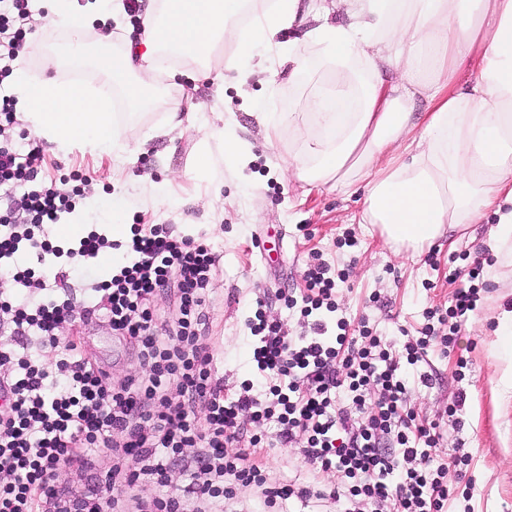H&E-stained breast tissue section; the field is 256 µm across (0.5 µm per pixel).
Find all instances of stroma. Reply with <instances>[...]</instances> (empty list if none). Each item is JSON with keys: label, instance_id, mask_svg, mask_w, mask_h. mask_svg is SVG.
I'll return each mask as SVG.
<instances>
[{"label": "stroma", "instance_id": "1", "mask_svg": "<svg viewBox=\"0 0 512 512\" xmlns=\"http://www.w3.org/2000/svg\"><path fill=\"white\" fill-rule=\"evenodd\" d=\"M42 14L41 8H34L37 22L27 33L15 68L107 87L106 77L90 63L65 56L69 32L45 26ZM81 38L118 51L140 45L142 33L129 16L119 25H96ZM176 68V78H168L162 69L152 82L144 73L131 74V83H148L150 103L136 113L125 107L118 113L134 133L128 153L63 152L44 143L46 181L64 192L84 185L75 211L86 230L100 232L108 224H171L216 252L219 262L202 307L207 322L203 344L214 356L229 397L254 377L247 323L256 308L279 321L286 334L303 333L299 312L286 308L284 298L301 296L312 257L347 272L336 294L337 317L354 328L368 323L396 352L416 336L429 309L447 305L456 289L448 279L453 269L476 259L487 269L501 267L507 281H487L455 347L429 349L411 370L407 405L418 420L437 425L440 439L431 451L435 463L470 457L466 476L472 481L473 512H512V389L504 386L512 376V358L499 352L496 334L499 313L512 310V252L490 250L488 224L449 229L445 238L418 253L399 251L385 244L377 226L356 222L364 206L362 192L307 193L298 182L284 178L280 165L292 134L283 132L281 142L268 145L251 111L257 100L271 93L290 100L286 106L280 103L278 112L301 111L326 78L319 68L293 79L284 69L259 74L243 85L229 78L220 88L192 64L180 62ZM193 112L215 114L218 128L225 120L235 122L252 157L243 174H229L220 164L210 171L198 169L199 153H218L221 142L183 128ZM348 236L356 239L355 247L344 246ZM71 333L79 337L88 357L109 373L114 390L141 377L138 346L115 338L106 319L76 324ZM458 399L463 406L456 417H449L447 409ZM257 459L272 482L309 472L294 446L262 448ZM193 470L185 455H177L165 480L141 479L129 489L127 512H134L139 502L172 497L184 512H198ZM226 485L232 497L225 500L224 512L301 508L294 499L265 503L260 488L251 483L230 477Z\"/></svg>", "mask_w": 512, "mask_h": 512}]
</instances>
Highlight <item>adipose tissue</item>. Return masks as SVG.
<instances>
[{"mask_svg": "<svg viewBox=\"0 0 512 512\" xmlns=\"http://www.w3.org/2000/svg\"><path fill=\"white\" fill-rule=\"evenodd\" d=\"M47 24L69 31L139 108L162 55L205 66L231 42L225 71L247 82L259 69L290 73L321 63L332 77L305 111L268 104L255 117L268 143L292 129L284 174L308 187L361 186L360 221L413 249L447 226L494 214L493 250L512 247V0H164L142 18V52L88 54L80 35L120 20L124 0H41ZM315 57H308V50ZM423 112H416L417 101ZM17 108L61 150H113L127 132L89 86L20 71Z\"/></svg>", "mask_w": 512, "mask_h": 512, "instance_id": "obj_1", "label": "adipose tissue"}]
</instances>
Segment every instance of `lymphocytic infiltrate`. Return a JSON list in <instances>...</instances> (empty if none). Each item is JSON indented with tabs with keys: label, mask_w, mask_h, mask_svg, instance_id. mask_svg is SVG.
Wrapping results in <instances>:
<instances>
[{
	"label": "lymphocytic infiltrate",
	"mask_w": 512,
	"mask_h": 512,
	"mask_svg": "<svg viewBox=\"0 0 512 512\" xmlns=\"http://www.w3.org/2000/svg\"><path fill=\"white\" fill-rule=\"evenodd\" d=\"M29 0H0V61L18 59ZM42 147L28 139L15 99L0 95V272L28 299L0 296V512H101L87 495L61 492L52 481L58 467L107 462L109 484L127 480L124 459L138 457L141 475L162 479L170 456L190 450L201 494L215 498L225 475L242 481L260 477L249 452L226 458L224 447L240 433V414L255 425H279L280 444L303 438L301 452L321 470L336 469L342 482L332 493L344 512H443L453 497L448 470L434 464L430 425L407 406V376L434 345L454 346L462 323L484 288L483 266L474 262L465 286L455 289L446 310L432 309L416 339L394 353L368 327L350 334L345 320L328 328L316 320L309 333L288 336L266 320L251 323L256 382L229 398L215 360L199 344V309L205 301L217 257L211 248L155 227L135 228L120 243L92 231L70 247L53 245L46 225L71 212V196L42 177ZM124 249L130 262L111 278L94 283L81 308L69 300L71 282L107 250ZM38 260L67 257L52 281L33 269L15 268L18 252ZM345 271L318 263L304 273L303 316L335 312L336 287ZM176 283L179 317L168 338L156 334L158 317L149 306L157 290ZM106 316L113 332L135 340L145 375L116 392L107 373L84 353L79 339L60 341L78 318ZM56 352L55 369L45 356ZM181 400L172 403L170 387ZM205 412V429L190 413ZM123 441H115V434ZM391 438L398 454L382 451Z\"/></svg>",
	"instance_id": "obj_1"
}]
</instances>
